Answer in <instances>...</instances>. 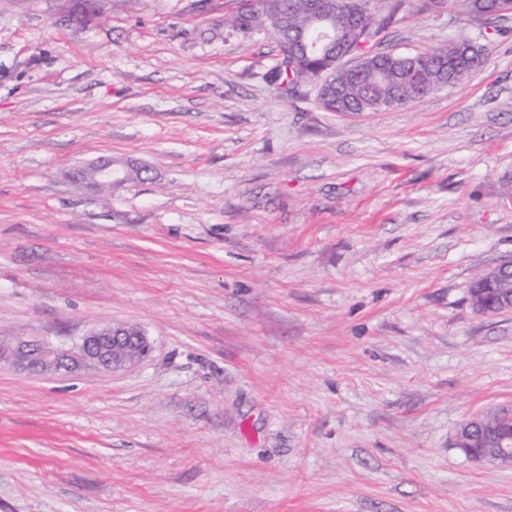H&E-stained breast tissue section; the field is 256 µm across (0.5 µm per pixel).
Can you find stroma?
<instances>
[{
    "label": "stroma",
    "instance_id": "obj_1",
    "mask_svg": "<svg viewBox=\"0 0 512 512\" xmlns=\"http://www.w3.org/2000/svg\"><path fill=\"white\" fill-rule=\"evenodd\" d=\"M0 0V333L131 324L117 373L0 365V512H512L461 423L512 407V14L483 64L346 116L267 80L241 0ZM404 0L375 51L485 25ZM109 154L141 179L73 182ZM510 281H512V260L503 261L485 271L470 288V301L473 308L478 312L486 313L485 298L489 290H496L500 312L512 311V292L505 290Z\"/></svg>",
    "mask_w": 512,
    "mask_h": 512
}]
</instances>
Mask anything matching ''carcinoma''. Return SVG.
Instances as JSON below:
<instances>
[{
  "label": "carcinoma",
  "mask_w": 512,
  "mask_h": 512,
  "mask_svg": "<svg viewBox=\"0 0 512 512\" xmlns=\"http://www.w3.org/2000/svg\"><path fill=\"white\" fill-rule=\"evenodd\" d=\"M460 12L468 17L512 10V0H457ZM313 0H247L246 8L232 19V25L247 35L263 34L275 40L280 51L277 65L267 78L282 93L298 87L297 75L309 76L308 84L318 88V100L330 112L363 108L376 112L404 106L420 99L424 90L439 91L443 69L457 84L480 66L485 46L475 40L461 42L449 37L414 58L396 57L380 61L364 75L336 72L330 60L306 53L298 44L300 36L313 29ZM399 4L384 0L374 3L367 28L343 26L336 38L348 47L375 41L391 24Z\"/></svg>",
  "instance_id": "carcinoma-1"
}]
</instances>
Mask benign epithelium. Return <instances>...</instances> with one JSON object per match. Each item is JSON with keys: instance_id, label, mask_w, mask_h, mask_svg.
<instances>
[{"instance_id": "obj_1", "label": "benign epithelium", "mask_w": 512, "mask_h": 512, "mask_svg": "<svg viewBox=\"0 0 512 512\" xmlns=\"http://www.w3.org/2000/svg\"><path fill=\"white\" fill-rule=\"evenodd\" d=\"M316 16L320 25L331 23L336 16V0H315ZM377 59H367L365 55L352 50H336V68L347 74L369 70ZM144 169L132 163L100 156L94 161L71 170L73 179L96 189L103 186H118L133 179ZM512 281V260L503 261L485 271L474 281L470 288V301L473 308L486 312L485 298L489 291H497L500 311H512V292L506 285ZM152 345L146 332L138 326L105 323L84 336L80 342L71 346L54 344L48 341L17 338L0 342V362L13 364L39 372H72L92 369L102 372H117L144 360L151 352ZM512 422V409L499 411L498 423L483 427L479 419L463 422L456 431L455 447L461 448L475 461L485 457L475 455L470 449L476 443L485 448H500L498 460L504 463L512 461V444H504L507 439V424Z\"/></svg>"}]
</instances>
